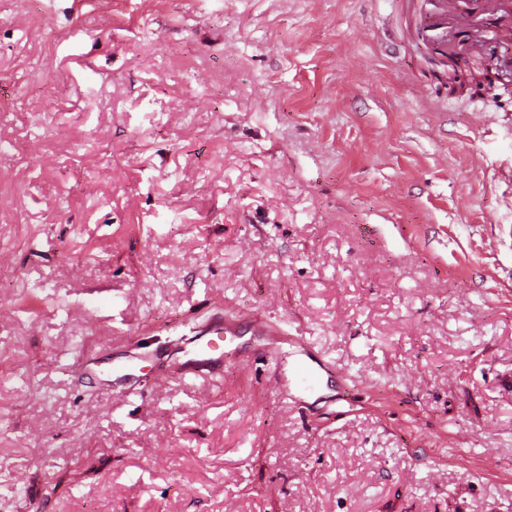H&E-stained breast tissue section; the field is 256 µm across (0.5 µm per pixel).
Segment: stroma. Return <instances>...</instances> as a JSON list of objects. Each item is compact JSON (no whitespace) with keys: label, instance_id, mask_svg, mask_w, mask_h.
I'll return each instance as SVG.
<instances>
[{"label":"stroma","instance_id":"stroma-1","mask_svg":"<svg viewBox=\"0 0 512 512\" xmlns=\"http://www.w3.org/2000/svg\"><path fill=\"white\" fill-rule=\"evenodd\" d=\"M430 8L0 0V512H512V90ZM193 336L186 337L187 359L191 374H198L201 371H214L224 368V350L220 349L218 343L213 339H204L198 336L196 331ZM329 367L312 359L307 354V359L299 357L291 378L288 380L301 396L310 397L319 392L323 382L322 371Z\"/></svg>","mask_w":512,"mask_h":512}]
</instances>
